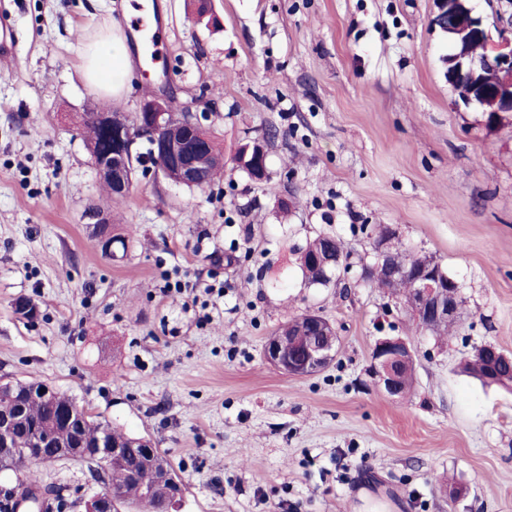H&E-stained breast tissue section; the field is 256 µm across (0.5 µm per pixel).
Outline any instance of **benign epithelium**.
Here are the masks:
<instances>
[{
  "instance_id": "7a95c632",
  "label": "benign epithelium",
  "mask_w": 512,
  "mask_h": 512,
  "mask_svg": "<svg viewBox=\"0 0 512 512\" xmlns=\"http://www.w3.org/2000/svg\"><path fill=\"white\" fill-rule=\"evenodd\" d=\"M435 11L432 24L448 31L453 38L454 53L448 56V81L452 84L458 99L465 105H483L489 121L498 124L512 117V36L503 32L499 41L493 42L483 26L481 18L465 11L463 0H434ZM478 43L484 47V55L479 61L471 62V67L480 69L475 83H462L463 66L461 59L469 56V47ZM173 111L170 97L166 94L152 95L140 103V123L137 132L126 127L112 126V115L98 112L95 120L112 129V147L107 154L93 159L98 173L107 175L112 190L117 195H127L136 172L133 158V145L137 138L152 141L153 151L158 157L154 173L168 176L175 171L174 182L189 188L205 184L204 170L199 163L203 147L188 142L187 132L200 126L194 113H189L184 126L187 130L180 135H172L168 129V113ZM250 167L252 178L261 181L267 177L266 152L261 141L254 145ZM375 265H384L390 274L410 283L411 295L404 309L414 318L430 326L459 320L461 296L459 284L448 278L438 265H425L418 269H403L392 265L391 256L398 245L397 231L387 227L385 232L374 231ZM310 326L317 331L305 348L303 357L296 359L288 352V337L279 336L268 340L264 358L275 369L294 377L312 376L323 370L334 358L338 337L332 325L325 319L309 316ZM373 373L378 384L392 397L401 395L395 372L399 364L414 359L409 342L400 336L379 338L373 347ZM97 457L102 465L112 458L121 456L120 449L103 439L96 444Z\"/></svg>"
}]
</instances>
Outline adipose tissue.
Masks as SVG:
<instances>
[{
	"label": "adipose tissue",
	"mask_w": 512,
	"mask_h": 512,
	"mask_svg": "<svg viewBox=\"0 0 512 512\" xmlns=\"http://www.w3.org/2000/svg\"><path fill=\"white\" fill-rule=\"evenodd\" d=\"M83 75L102 95H119L130 68L127 38L120 28L110 29L81 55Z\"/></svg>",
	"instance_id": "ef3b65f1"
}]
</instances>
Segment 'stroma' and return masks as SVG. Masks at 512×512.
<instances>
[{"instance_id": "obj_1", "label": "stroma", "mask_w": 512, "mask_h": 512, "mask_svg": "<svg viewBox=\"0 0 512 512\" xmlns=\"http://www.w3.org/2000/svg\"><path fill=\"white\" fill-rule=\"evenodd\" d=\"M122 1L0 0L17 39L0 59V381L150 438L186 486L180 512H512V391L460 371L483 344L512 353V123L456 104L433 0H213L215 29L186 0H126L154 13L165 73L134 42L105 100L77 64L97 29H128ZM162 90L214 132L224 172L201 190L140 171L108 204L76 118ZM271 128L258 182L237 152ZM100 215L135 226L125 258L101 251ZM364 224L396 226L459 283L442 341L361 279ZM323 234L351 266L320 286L299 257ZM307 312L339 351L293 377L264 344ZM382 336L416 352L405 397L372 376ZM39 471L69 499L100 489L83 462Z\"/></svg>"}]
</instances>
